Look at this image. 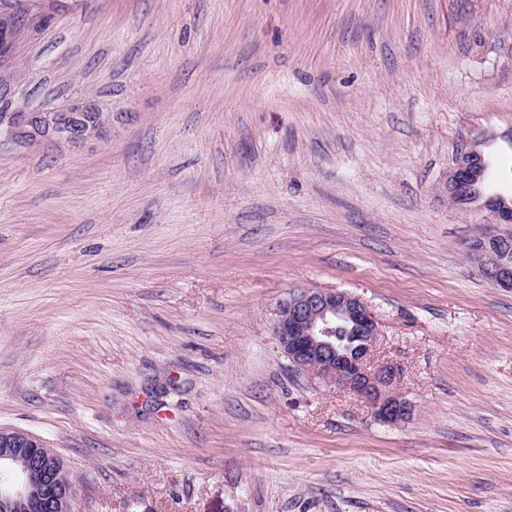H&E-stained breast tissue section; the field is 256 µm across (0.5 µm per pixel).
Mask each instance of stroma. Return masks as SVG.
<instances>
[{
	"label": "stroma",
	"mask_w": 512,
	"mask_h": 512,
	"mask_svg": "<svg viewBox=\"0 0 512 512\" xmlns=\"http://www.w3.org/2000/svg\"><path fill=\"white\" fill-rule=\"evenodd\" d=\"M0 110L111 113L0 142V428L66 462L74 512H512L507 234L453 204L512 158V0H56ZM375 314L409 412L293 376L291 289ZM475 162H463L455 159L454 166L448 173V194L451 199L458 200V204L466 205L468 178L472 177V172L469 169L470 164ZM510 242L499 235H489L478 244H473V254L486 278L502 289H512V265L507 261H499L493 250H504Z\"/></svg>",
	"instance_id": "obj_1"
}]
</instances>
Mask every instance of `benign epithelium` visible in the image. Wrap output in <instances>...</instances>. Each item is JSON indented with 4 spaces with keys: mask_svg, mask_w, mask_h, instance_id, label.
Here are the masks:
<instances>
[{
    "mask_svg": "<svg viewBox=\"0 0 512 512\" xmlns=\"http://www.w3.org/2000/svg\"><path fill=\"white\" fill-rule=\"evenodd\" d=\"M110 115L88 104L66 112H1L0 140L32 144L43 139L79 143L94 137L108 124ZM469 163L455 161L448 173V194L466 204ZM484 209L497 224L512 223V204L505 198L487 201ZM512 245L499 235H489L473 245V254L486 278L502 289H512V264L500 261L494 251ZM354 330L356 345L349 352L336 340V325ZM274 334L295 375H311L352 390L368 401L379 418L394 423L407 414L397 393L399 369L391 363L370 366L380 336L379 323L358 296L336 289L295 288L279 303ZM13 476L0 491V512H17L20 506L42 500L53 476L65 483L54 497L53 512H73L72 486L62 458L31 434L0 428V473Z\"/></svg>",
    "mask_w": 512,
    "mask_h": 512,
    "instance_id": "benign-epithelium-1",
    "label": "benign epithelium"
}]
</instances>
